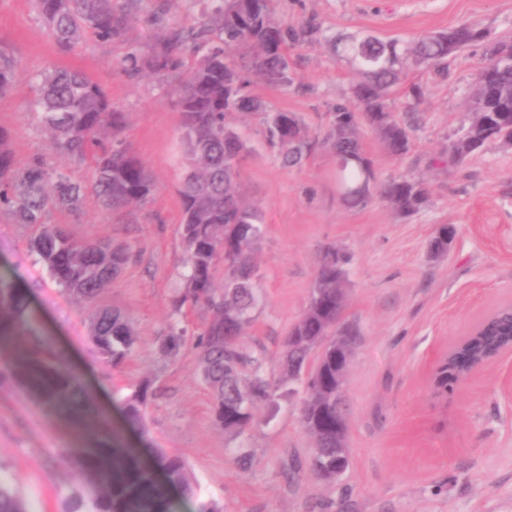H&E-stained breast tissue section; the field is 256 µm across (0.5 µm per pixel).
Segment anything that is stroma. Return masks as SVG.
Listing matches in <instances>:
<instances>
[{
    "label": "stroma",
    "mask_w": 512,
    "mask_h": 512,
    "mask_svg": "<svg viewBox=\"0 0 512 512\" xmlns=\"http://www.w3.org/2000/svg\"><path fill=\"white\" fill-rule=\"evenodd\" d=\"M288 27L291 81L272 86L253 78L252 95L268 109L295 113L316 143L298 165H285L260 136L255 116L238 119L250 133L243 167L246 197L261 203L265 234L257 251L260 298L243 337L280 352L301 318L322 251L346 253L345 322L357 336L347 370L350 465L340 483L317 480L305 460L314 439L301 426L299 385L276 410L261 407L252 428L233 438L214 424L213 400L194 354L161 359L158 341L172 317L171 297L182 288L180 187L187 172L177 107L179 76L197 56L185 52L179 75L125 72L129 53L147 55L172 30L199 29L202 0H138L135 19L117 38L85 39L60 47L35 0H0V43L11 50L21 79L0 97V127L11 135L18 167L43 162L85 188L73 210L50 208L45 220L67 225L85 241L125 247L122 274L92 303L64 291L30 247L34 227L0 218V278L21 291L39 331L69 357L93 402L118 403L143 378L156 397L145 411L140 439L182 455L198 484L177 512L213 501L223 512H512V353L441 393L434 372L449 350L482 320L512 305V150L494 148L459 167L433 159L467 112L488 41L448 60L446 69H407L390 95V112L411 123V146L390 156L375 134L360 140L378 183L402 175L423 181L427 202L400 216L381 197L348 208L336 186V157L324 141L337 106L351 105L356 75L337 55L338 35H372L407 42L463 24L490 39L512 34V0H273ZM317 27L313 40L303 29ZM97 81L116 111L125 113L123 142L149 168L154 191L143 204L115 211L93 190L87 162L56 149L30 111L35 77L53 68ZM422 90L413 99L410 87ZM443 224L454 235L445 254L429 251ZM99 308L127 314L137 342L123 367H112L90 339ZM10 351L0 348V477L18 489L29 512H63L67 497L95 498L99 484L79 462L90 440L62 430L53 411L11 376ZM252 454L248 470L236 447Z\"/></svg>",
    "instance_id": "obj_1"
}]
</instances>
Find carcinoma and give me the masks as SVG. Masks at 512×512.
<instances>
[{"instance_id":"carcinoma-1","label":"carcinoma","mask_w":512,"mask_h":512,"mask_svg":"<svg viewBox=\"0 0 512 512\" xmlns=\"http://www.w3.org/2000/svg\"><path fill=\"white\" fill-rule=\"evenodd\" d=\"M204 2L206 22L197 31L176 32L162 39L146 61L136 54L128 58L131 73H140L145 65L175 72L182 67L187 42L201 52L180 88V126L188 165L180 190L187 274L186 288L172 297V311L178 316L183 307L199 305L209 318L197 334L188 333L177 321L171 323L158 352L172 360L196 351L197 364L212 391L215 422L236 438L251 427L258 406H276L283 386L301 381L304 395L299 420L315 441L308 467L323 481L326 463L336 459L337 439H346L348 428L345 396H339L337 407L324 400L326 394L336 397V339H343L348 348L355 339L354 328L342 321L344 304L338 296V289L345 286L348 258L334 248L323 253L304 314L291 328L280 353V376L268 375L264 353L247 349L241 341L245 328L256 319L254 253L264 234V222L262 207L248 200L242 189L249 138L235 123V115H258L266 144L278 149L287 164L299 163L312 142L307 126L295 113L267 112L248 92L254 75L273 86L291 81L285 50L288 29L275 18L272 0ZM36 5L50 35L67 48L89 35L105 41L118 37L133 16L132 10L117 6L115 0H36ZM486 37L476 25L464 24L423 33L409 46L374 36L336 43L364 75V80L351 87L354 108L336 107L327 137L336 153V181L347 206H364L379 194L404 217L424 207L427 190L420 179L402 176L383 185L376 183L357 128L364 124L373 129L391 155L405 154L410 147V127L387 106L405 65L442 68L449 57L465 48L464 41L474 43ZM17 77L14 57L0 46V96L12 91ZM473 107L487 113L488 126L473 135L469 152L463 154L450 144L435 162L459 166L492 148L491 139L512 133V61L495 70L480 97L470 98L468 108ZM32 111L55 136L59 148L91 162L94 190L112 209L149 199L153 180L142 160L119 141L110 147L104 144L107 135L115 138L122 132L126 116L112 108L97 82L75 70H46L39 76ZM83 193L80 183L67 178L49 181L40 164L19 171L10 133L0 127V211L10 212L18 224L38 228L31 247L51 277L80 299L93 302L121 273L128 260L126 249L82 241L62 225L44 221L52 206L77 208ZM430 250H448V225L437 228ZM219 260L224 263L220 288L215 286ZM511 331L512 313L507 307L498 309L439 364L437 388L444 392L453 388L508 343ZM18 333L29 341L12 355L14 378L33 388L51 410L78 417L94 432V448L85 462L100 477L101 494L88 508L73 501L67 512H176L169 488L187 497L196 494V482L183 456L153 448L152 463L145 464L137 449L124 447L119 432L95 418L84 386L66 370L64 353L38 333L18 292L0 280V340ZM90 336L114 367L125 363L137 340L130 319L119 310L108 309L95 314ZM315 340L324 343V350L312 362L308 342ZM154 398L155 390L147 380L126 396L122 408L131 428L141 425L143 412ZM338 419L342 422L339 430ZM0 512H27L23 498L1 480Z\"/></svg>"}]
</instances>
